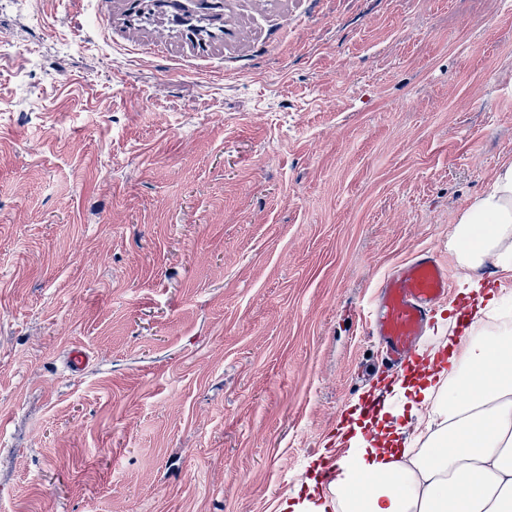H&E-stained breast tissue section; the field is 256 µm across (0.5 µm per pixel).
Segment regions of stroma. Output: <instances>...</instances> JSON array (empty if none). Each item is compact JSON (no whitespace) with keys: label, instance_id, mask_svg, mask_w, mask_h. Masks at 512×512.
Here are the masks:
<instances>
[{"label":"stroma","instance_id":"stroma-1","mask_svg":"<svg viewBox=\"0 0 512 512\" xmlns=\"http://www.w3.org/2000/svg\"><path fill=\"white\" fill-rule=\"evenodd\" d=\"M126 9L0 10V512H284L512 158V0ZM454 276L452 267L434 252L418 250L384 277L368 331L379 338L387 367L407 366L417 356L421 336L437 308L447 302ZM435 351L423 344L420 356L432 358Z\"/></svg>","mask_w":512,"mask_h":512}]
</instances>
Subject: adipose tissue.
Masks as SVG:
<instances>
[{
    "label": "adipose tissue",
    "instance_id": "ef3b65f1",
    "mask_svg": "<svg viewBox=\"0 0 512 512\" xmlns=\"http://www.w3.org/2000/svg\"><path fill=\"white\" fill-rule=\"evenodd\" d=\"M448 246L465 272L461 294L485 302L444 341L447 367L397 380L374 412L353 411L359 454L331 496L309 491L294 512H512V323L482 324L497 304L483 268L512 271V160L462 209ZM406 411L417 429L397 424Z\"/></svg>",
    "mask_w": 512,
    "mask_h": 512
}]
</instances>
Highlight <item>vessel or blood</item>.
I'll return each instance as SVG.
<instances>
[{
    "mask_svg": "<svg viewBox=\"0 0 512 512\" xmlns=\"http://www.w3.org/2000/svg\"><path fill=\"white\" fill-rule=\"evenodd\" d=\"M455 273L434 252L415 251L383 279L379 301L368 321V331L377 336L385 365L398 369L412 361L437 308L448 300ZM335 459L312 464L310 475L321 487L338 477Z\"/></svg>",
    "mask_w": 512,
    "mask_h": 512,
    "instance_id": "b4317fda",
    "label": "vessel or blood"
}]
</instances>
